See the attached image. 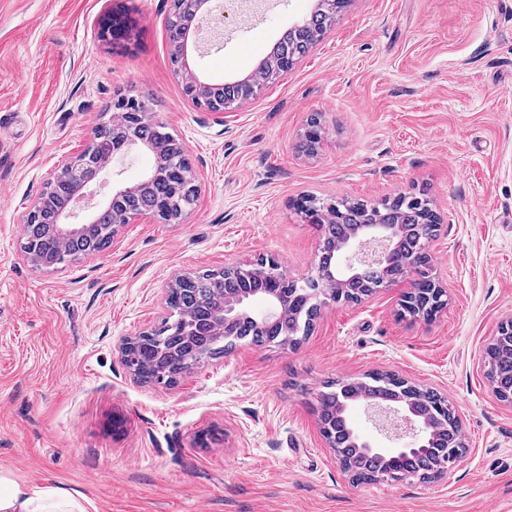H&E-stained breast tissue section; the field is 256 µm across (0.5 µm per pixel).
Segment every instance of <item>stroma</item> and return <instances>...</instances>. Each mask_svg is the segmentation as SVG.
I'll list each match as a JSON object with an SVG mask.
<instances>
[{
  "mask_svg": "<svg viewBox=\"0 0 512 512\" xmlns=\"http://www.w3.org/2000/svg\"><path fill=\"white\" fill-rule=\"evenodd\" d=\"M189 50L213 84L247 77L315 0H226ZM173 0H0V467L85 493L90 512H512V403L485 349L512 319V0H347L291 70L224 115L171 62ZM123 96L186 145L198 187L176 223L119 226L95 256L44 269L21 225L58 161ZM323 139L300 149L311 116ZM152 155L102 176L135 184ZM431 200L429 273L448 305L400 314L407 282L327 304L299 346L240 343L175 384L133 378L119 348L165 317L175 276L318 260L303 196ZM391 371L442 393L467 452L431 479L352 482L320 431L327 382Z\"/></svg>",
  "mask_w": 512,
  "mask_h": 512,
  "instance_id": "obj_1",
  "label": "stroma"
}]
</instances>
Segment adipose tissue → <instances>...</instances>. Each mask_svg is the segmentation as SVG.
Returning a JSON list of instances; mask_svg holds the SVG:
<instances>
[{
  "label": "adipose tissue",
  "mask_w": 512,
  "mask_h": 512,
  "mask_svg": "<svg viewBox=\"0 0 512 512\" xmlns=\"http://www.w3.org/2000/svg\"><path fill=\"white\" fill-rule=\"evenodd\" d=\"M86 504L81 493L49 480L27 482L0 468V512H87Z\"/></svg>",
  "instance_id": "adipose-tissue-1"
}]
</instances>
